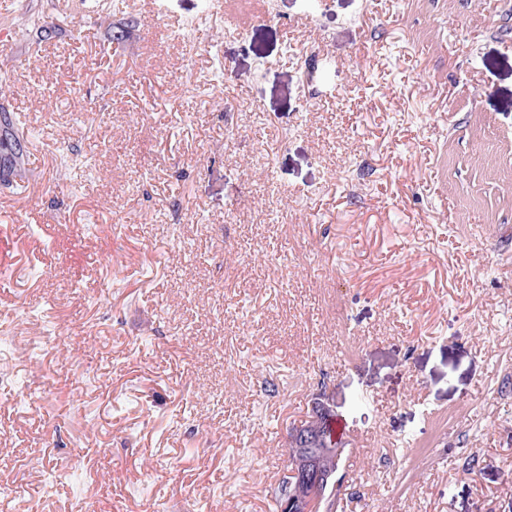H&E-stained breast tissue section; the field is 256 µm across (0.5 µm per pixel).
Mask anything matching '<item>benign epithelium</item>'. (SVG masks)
Here are the masks:
<instances>
[{
    "mask_svg": "<svg viewBox=\"0 0 512 512\" xmlns=\"http://www.w3.org/2000/svg\"><path fill=\"white\" fill-rule=\"evenodd\" d=\"M335 420L333 396L321 390L314 394L309 414L288 425L282 444L287 465L281 478L284 498L279 512H323L342 486L340 468L348 444L327 432L326 426ZM321 458L333 459L335 466L322 468Z\"/></svg>",
    "mask_w": 512,
    "mask_h": 512,
    "instance_id": "obj_1",
    "label": "benign epithelium"
}]
</instances>
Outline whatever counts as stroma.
<instances>
[{"label":"stroma","instance_id":"obj_1","mask_svg":"<svg viewBox=\"0 0 512 512\" xmlns=\"http://www.w3.org/2000/svg\"><path fill=\"white\" fill-rule=\"evenodd\" d=\"M154 2L0 0V506L512 512V0ZM19 32L36 57L39 56L42 44L52 37L51 27L42 24L40 18L21 28ZM24 128L13 121L9 110L0 106V174L6 171L3 184L9 185L14 178L27 177L24 160ZM335 420L333 396L321 390L314 394L309 414L288 425L282 444L287 465L281 478L284 498L279 505L280 512H322L342 486L340 468L348 444L337 432L330 435L332 428L326 429ZM320 458H332L336 465L324 469ZM282 487L279 483L277 505Z\"/></svg>","mask_w":512,"mask_h":512}]
</instances>
